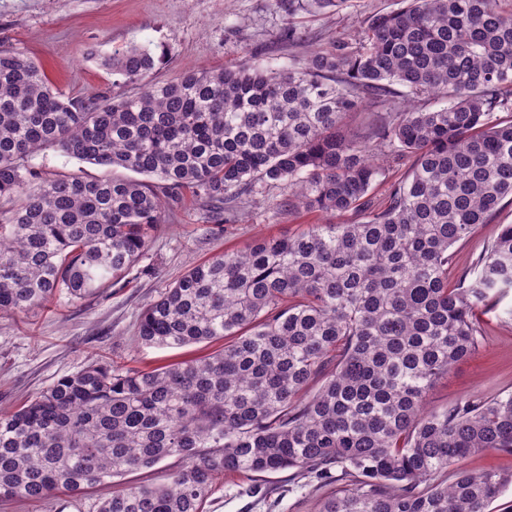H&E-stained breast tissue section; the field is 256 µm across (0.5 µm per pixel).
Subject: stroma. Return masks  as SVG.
I'll return each mask as SVG.
<instances>
[{"instance_id":"stroma-1","label":"stroma","mask_w":512,"mask_h":512,"mask_svg":"<svg viewBox=\"0 0 512 512\" xmlns=\"http://www.w3.org/2000/svg\"><path fill=\"white\" fill-rule=\"evenodd\" d=\"M398 0H351L340 12L296 11L288 0H0V48L24 52L42 68L49 87L66 98L113 94L112 73L103 57L131 45L150 47L160 61L145 82L178 81L187 71H217L249 58L272 68L290 56L326 51L336 40H351L378 11ZM296 27L304 40L289 44ZM284 191L260 187L243 196L236 222L215 232L209 213L192 190L166 210L145 255L118 284L71 303L61 298L18 317H0V409L23 404L57 379L95 362L150 370L195 359L221 349V342L182 348L139 344L143 307L187 270L214 255L261 236L283 237L322 223L315 212L284 210ZM512 224V199L504 198L491 221L454 246V274L471 273L478 256ZM479 351L456 365L428 394L431 408L512 393V288L492 304L478 307ZM243 479L224 474L204 512H316L317 499L302 480L281 472L256 478L251 492ZM107 494L93 487L73 495L59 492L37 504L1 501L0 512H97Z\"/></svg>"}]
</instances>
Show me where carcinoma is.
<instances>
[{"label": "carcinoma", "mask_w": 512, "mask_h": 512, "mask_svg": "<svg viewBox=\"0 0 512 512\" xmlns=\"http://www.w3.org/2000/svg\"><path fill=\"white\" fill-rule=\"evenodd\" d=\"M400 4L279 70L244 59L108 98L55 94L35 61L0 49L1 316L121 280L181 188L219 224L259 183L296 208L363 215L217 254L139 315L145 345L221 351L150 371L90 364L0 410V499L38 503L170 456L184 466L166 485L118 490L98 512H203L226 472L293 470L326 490L317 512H488L512 486V472L459 467L512 452V393L426 407L479 347L474 309L512 288V224L475 278L451 279L452 247L512 196V119L497 116L512 114V7ZM101 64L139 84L156 58L132 45ZM426 94L445 105L418 107ZM372 100L390 106L382 124L346 134ZM386 147L411 170L374 207ZM47 149L160 184L47 176L31 165Z\"/></svg>", "instance_id": "carcinoma-1"}]
</instances>
